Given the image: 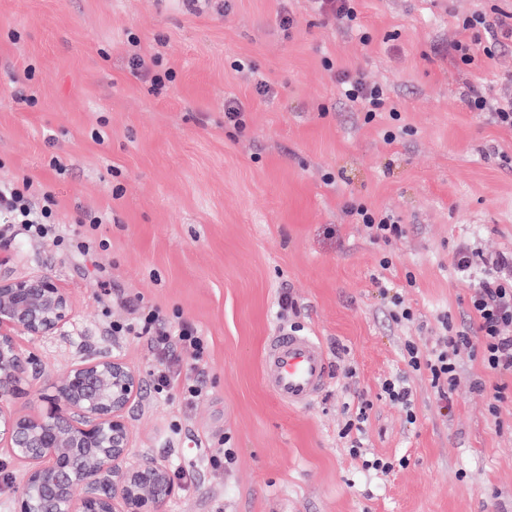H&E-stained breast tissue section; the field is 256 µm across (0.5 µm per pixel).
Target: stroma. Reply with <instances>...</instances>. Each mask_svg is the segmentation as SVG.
Wrapping results in <instances>:
<instances>
[{
	"instance_id": "stroma-1",
	"label": "stroma",
	"mask_w": 512,
	"mask_h": 512,
	"mask_svg": "<svg viewBox=\"0 0 512 512\" xmlns=\"http://www.w3.org/2000/svg\"><path fill=\"white\" fill-rule=\"evenodd\" d=\"M495 6L512 0H358L364 45L309 0H233L227 13L197 15L180 0H0V181L47 183L68 222L90 209L110 217L89 261L0 223V273L49 275L72 301L60 334L21 337L46 372L10 408L38 413L72 363L105 351L143 380L129 463L202 469L164 512H512V375L486 369L471 336L446 403L406 360L407 345L430 349L442 318L457 324L468 311L472 283L452 267L456 246L512 252V131L469 106L473 90H512V50L467 66L448 53L463 18ZM284 7L297 19L287 33ZM131 31L145 63L158 56L176 71L168 92L129 73ZM238 57L276 97L233 70ZM327 57L386 87L406 134L386 143L384 122L364 123L343 104ZM28 68L33 107L14 100L12 78ZM228 97L248 110L236 138L224 131ZM327 172L336 184L324 183ZM353 200L397 213L401 235L373 241L344 214ZM378 274L412 321L391 319ZM108 286L180 312L208 337L203 400L187 408L155 394L143 344L106 333L110 320L132 316L109 303ZM285 289L298 306L293 322L331 362L307 406L281 403L261 379ZM395 377L414 393L415 422L384 398ZM362 399L367 449L393 462L390 472L363 469L339 436ZM224 437L236 452L231 470L205 468Z\"/></svg>"
}]
</instances>
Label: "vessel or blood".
<instances>
[{
    "label": "vessel or blood",
    "instance_id": "vessel-or-blood-1",
    "mask_svg": "<svg viewBox=\"0 0 512 512\" xmlns=\"http://www.w3.org/2000/svg\"><path fill=\"white\" fill-rule=\"evenodd\" d=\"M329 369L327 351L316 337L286 329L269 337L262 379L283 404L297 407L313 402L327 384Z\"/></svg>",
    "mask_w": 512,
    "mask_h": 512
}]
</instances>
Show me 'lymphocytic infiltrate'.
Returning a JSON list of instances; mask_svg holds the SVG:
<instances>
[{
  "label": "lymphocytic infiltrate",
  "instance_id": "f902f5d3",
  "mask_svg": "<svg viewBox=\"0 0 512 512\" xmlns=\"http://www.w3.org/2000/svg\"><path fill=\"white\" fill-rule=\"evenodd\" d=\"M464 30L471 36L454 42L449 50L453 60L472 64L477 55L491 58L502 49L512 48V13L494 10L493 13H476L464 19ZM126 62L129 72L147 85L150 92L160 93L172 84L177 74L173 69H154L145 66L140 53V40L135 34L127 36ZM332 69L346 101L360 105L365 122L388 114L398 120L396 108L388 107V97L382 85L368 82L356 70L334 65ZM57 203L52 191L25 176L9 182H0V214H6L10 223L16 224L22 234L34 240H52L80 256L93 252L91 231L106 223L105 215L92 210L83 211L76 219L77 226L69 234L59 232ZM344 213L350 223L363 225L374 241H390L401 233L398 216L389 210H378L365 203L350 201ZM452 263L458 274L476 277L475 293L469 304V316L460 326L444 325L428 351L417 346L407 348L408 365L413 370H425L439 398L450 400L456 381L459 346L468 344L471 335L483 339L482 363L499 373H512V336L504 335L505 327L512 326V253L486 254L469 243L458 245ZM474 276V275H473ZM134 311L133 318L110 322L112 335L145 341L159 360L152 372L155 393L166 396L178 393L182 405L190 407L202 399L206 392L203 370L206 365L207 341L198 328L171 316L160 308L132 300L128 303ZM368 419L366 406H358L351 413L340 432L350 441L349 451L363 459L365 469L380 472L391 470V462L367 454L364 448V425Z\"/></svg>",
  "mask_w": 512,
  "mask_h": 512
}]
</instances>
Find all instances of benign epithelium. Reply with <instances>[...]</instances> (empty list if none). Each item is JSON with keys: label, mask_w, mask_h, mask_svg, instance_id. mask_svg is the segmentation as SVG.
<instances>
[{"label": "benign epithelium", "mask_w": 512, "mask_h": 512, "mask_svg": "<svg viewBox=\"0 0 512 512\" xmlns=\"http://www.w3.org/2000/svg\"><path fill=\"white\" fill-rule=\"evenodd\" d=\"M70 313L51 276H0V449L27 467L15 512H163L176 492L167 468L127 463L129 412L142 389L134 367L100 352L66 371L42 396L40 413L20 416L7 406L44 374L18 336L56 335Z\"/></svg>", "instance_id": "7a95c632"}]
</instances>
